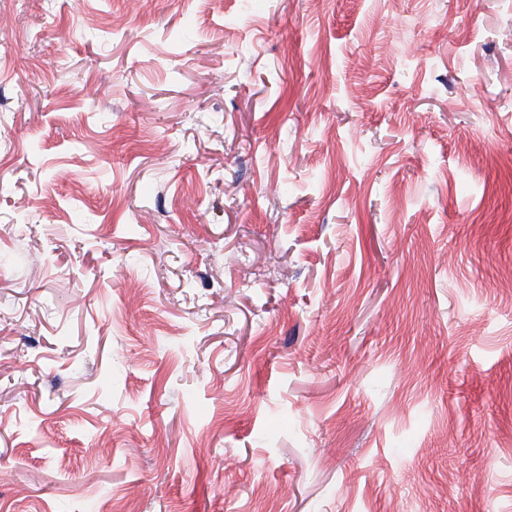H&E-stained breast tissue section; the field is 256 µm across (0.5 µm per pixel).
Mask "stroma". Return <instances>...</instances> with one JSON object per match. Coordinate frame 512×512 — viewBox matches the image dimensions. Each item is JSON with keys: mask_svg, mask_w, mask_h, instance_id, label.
Listing matches in <instances>:
<instances>
[{"mask_svg": "<svg viewBox=\"0 0 512 512\" xmlns=\"http://www.w3.org/2000/svg\"><path fill=\"white\" fill-rule=\"evenodd\" d=\"M0 6V512H512V0Z\"/></svg>", "mask_w": 512, "mask_h": 512, "instance_id": "1", "label": "stroma"}]
</instances>
